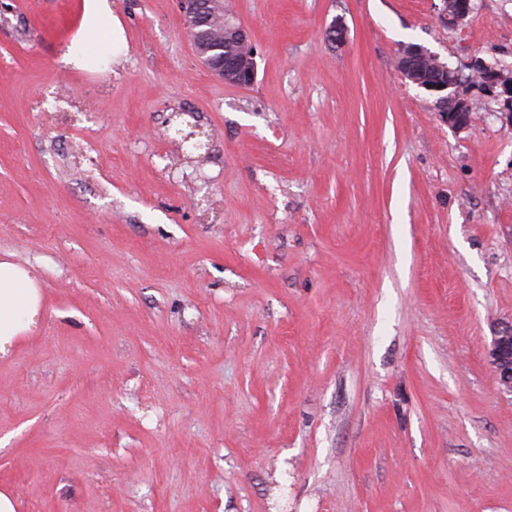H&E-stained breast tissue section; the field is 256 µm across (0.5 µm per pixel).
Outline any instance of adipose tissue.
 <instances>
[{"label":"adipose tissue","instance_id":"1","mask_svg":"<svg viewBox=\"0 0 512 512\" xmlns=\"http://www.w3.org/2000/svg\"><path fill=\"white\" fill-rule=\"evenodd\" d=\"M122 30L112 0H82L78 38L61 54L63 65L92 69L90 49L117 42ZM41 273L33 265L0 260V358L35 332L44 312Z\"/></svg>","mask_w":512,"mask_h":512}]
</instances>
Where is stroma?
I'll return each instance as SVG.
<instances>
[{
    "label": "stroma",
    "mask_w": 512,
    "mask_h": 512,
    "mask_svg": "<svg viewBox=\"0 0 512 512\" xmlns=\"http://www.w3.org/2000/svg\"><path fill=\"white\" fill-rule=\"evenodd\" d=\"M82 0H0V259L44 316L0 360L17 512H512V124H445L396 67L512 64V0H224L254 85L177 0L63 67ZM345 29L329 43L331 22ZM209 156L185 163L171 112ZM209 6L210 10L208 9ZM217 15H221L224 36L228 37L234 44L247 46L249 55L243 56V60L241 57L225 56V53L235 54L236 48L232 43H229L226 45L227 50L225 52L207 59L201 57L203 63L212 74L224 79L225 82L241 87H249L255 82L256 78L255 52L252 41L240 22L228 17L226 13L224 14L223 0H210L200 8L199 12L192 10L187 15L184 13L186 30L195 42L196 29L209 25L211 18ZM510 325L504 324L495 330L487 352L489 364L503 392L512 394V342Z\"/></svg>",
    "instance_id": "1"
}]
</instances>
